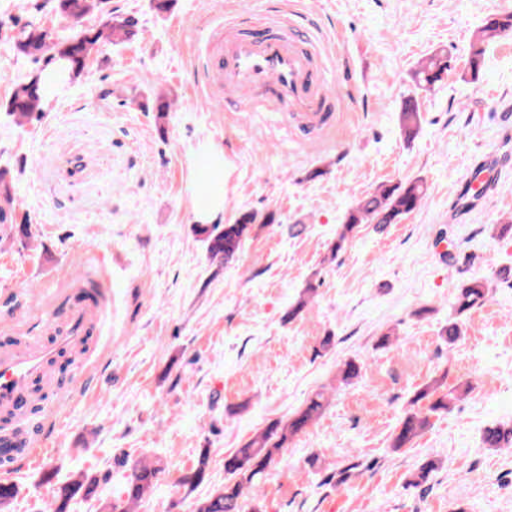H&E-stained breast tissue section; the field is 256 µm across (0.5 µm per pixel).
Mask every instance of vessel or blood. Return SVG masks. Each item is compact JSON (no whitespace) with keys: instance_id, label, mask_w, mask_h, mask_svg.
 Segmentation results:
<instances>
[{"instance_id":"1","label":"vessel or blood","mask_w":512,"mask_h":512,"mask_svg":"<svg viewBox=\"0 0 512 512\" xmlns=\"http://www.w3.org/2000/svg\"><path fill=\"white\" fill-rule=\"evenodd\" d=\"M204 59L210 97L251 112L283 113L290 132L299 138H317L333 126L320 42L293 12L272 10L257 25L248 24L240 13L229 15L216 28ZM498 171V165L481 162L466 183L475 192L487 193ZM94 318V308H81L69 313L52 341L34 335L23 346L0 347V411L30 424L27 432L0 435V465L10 469L36 455L47 417L30 409L33 388L63 355L86 354Z\"/></svg>"}]
</instances>
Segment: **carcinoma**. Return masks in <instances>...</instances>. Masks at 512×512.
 I'll list each match as a JSON object with an SVG mask.
<instances>
[{
  "mask_svg": "<svg viewBox=\"0 0 512 512\" xmlns=\"http://www.w3.org/2000/svg\"><path fill=\"white\" fill-rule=\"evenodd\" d=\"M95 0H57L56 9L63 16L86 15ZM138 21L133 16L116 15L112 22L103 28H89L70 37L52 39L43 28L32 23L26 24L14 42L15 49L22 55L39 62L44 60L68 69L78 75L84 71L95 46L102 39L121 43L129 37ZM512 31V15L488 20L476 33L470 47L468 65L471 77L478 76L484 65L485 43ZM448 56L434 53L419 64L415 73L421 88L430 89L442 82L448 74ZM45 99L41 72L34 73L27 82L18 86L6 102L5 109L17 119H32L43 112ZM419 104L415 97L405 99L401 113V129L407 138H413L419 130ZM427 192L424 181L420 178L397 184H381L374 191L357 199L348 209L341 230L331 249V257L344 249L349 237L362 224H373L381 231L389 224H399L417 210ZM276 222L272 212L261 214L254 210L238 212L233 222L228 224H199L198 234L208 242L211 258L224 263L236 259L246 240L258 224ZM490 291L486 280L471 279L461 283L455 297L458 315L483 304ZM441 385L427 384L419 389L412 400L414 408L402 418L398 430L392 439L395 449L406 448L429 425V418L448 411L452 400L451 393H439ZM426 400L428 405L422 411L415 408L419 402ZM324 395L315 393L305 406L297 411L287 422L274 421L259 434L247 441L242 447L224 458V487L197 506V512H241V499L245 487L261 478L276 458L288 446L289 440L302 432L319 417L324 409ZM485 443L491 448H508L512 446V427L495 426L487 429ZM437 460H425L418 468L416 478L411 482L416 488L427 491L425 484L430 474L436 469ZM209 454L201 452L190 473L183 478V483L197 486L208 475ZM131 474L123 489L126 503L137 505L141 500L151 496L157 488L162 468L146 459H137L130 464ZM98 479L84 475L81 479L57 487L55 495L45 508V512H69L71 501L78 495L90 497L96 492Z\"/></svg>",
  "mask_w": 512,
  "mask_h": 512,
  "instance_id": "carcinoma-1",
  "label": "carcinoma"
}]
</instances>
